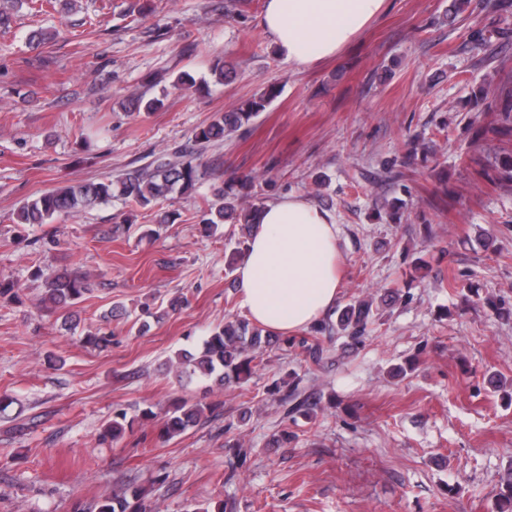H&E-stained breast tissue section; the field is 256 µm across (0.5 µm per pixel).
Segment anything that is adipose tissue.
<instances>
[{
  "instance_id": "1",
  "label": "adipose tissue",
  "mask_w": 512,
  "mask_h": 512,
  "mask_svg": "<svg viewBox=\"0 0 512 512\" xmlns=\"http://www.w3.org/2000/svg\"><path fill=\"white\" fill-rule=\"evenodd\" d=\"M387 0H265L262 26L279 55L310 66L351 45ZM336 217L291 194L260 208L235 275L250 320L276 332L306 328L331 311L340 294Z\"/></svg>"
}]
</instances>
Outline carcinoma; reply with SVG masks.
Listing matches in <instances>:
<instances>
[{
    "mask_svg": "<svg viewBox=\"0 0 512 512\" xmlns=\"http://www.w3.org/2000/svg\"><path fill=\"white\" fill-rule=\"evenodd\" d=\"M500 80L489 88L481 87L475 92V107L481 112L497 113L496 132L512 133V69L502 66ZM212 75L219 84H228L235 79V68L219 62L212 68ZM275 92L269 91L251 101L240 110H230L215 116L209 123L197 128L193 135L194 145L185 146L175 152V158L162 154L146 167L122 174L115 180L89 181L67 185L58 190L46 192L28 200L16 213L18 224H50L54 220L69 217L77 212L121 197L140 207L150 206L178 191L182 194L194 192L212 173L198 157V149L224 140V136L240 130L259 112L263 111ZM129 107L136 111L157 112L164 107L158 98L145 101L139 97L128 99ZM500 184L512 188V156L494 161ZM250 178L245 176L237 184L227 183L215 190V203L209 207V217L202 223L229 222L251 230L257 204L248 200L245 189ZM35 276L43 279V307L58 315L62 323L72 321L73 307L84 295L92 291V278L87 273L44 274L37 270ZM373 313V301L359 299L347 305L340 313L339 325L342 330H351L355 336L365 329ZM288 338H275L270 332L253 327L246 320H235L215 328L203 341L195 355H179L168 361L166 369L179 379L193 378L214 380L219 384L243 383L255 372L256 360L272 345H287ZM209 406L201 401L177 399L164 419L158 437L166 442L182 434L200 422ZM135 419L118 411L104 429V436L118 441L133 429ZM76 512H147L145 498L138 490L123 491L104 497L88 508Z\"/></svg>",
    "mask_w": 512,
    "mask_h": 512,
    "instance_id": "carcinoma-1",
    "label": "carcinoma"
}]
</instances>
